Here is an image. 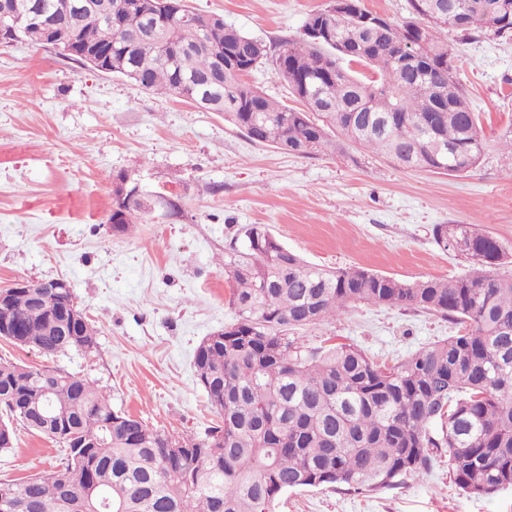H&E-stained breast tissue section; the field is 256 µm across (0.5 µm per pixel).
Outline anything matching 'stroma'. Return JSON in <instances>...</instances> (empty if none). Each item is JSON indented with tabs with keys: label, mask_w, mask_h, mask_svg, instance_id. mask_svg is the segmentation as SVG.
I'll return each instance as SVG.
<instances>
[{
	"label": "stroma",
	"mask_w": 512,
	"mask_h": 512,
	"mask_svg": "<svg viewBox=\"0 0 512 512\" xmlns=\"http://www.w3.org/2000/svg\"><path fill=\"white\" fill-rule=\"evenodd\" d=\"M329 0H188L267 46L297 42ZM487 139L475 168L446 176L406 169L367 147L302 157L256 143L217 112L141 89L29 42L0 47V285L62 278L94 325L93 353L48 357L0 339V360L95 381L113 409L184 437L219 417L194 367L198 345L235 318L224 253L266 226L319 266L362 267L406 282L472 273L435 242L439 224H471L512 253V39L439 31ZM168 190L128 231L108 224L117 175ZM461 324L407 307L353 303L294 329L311 347L356 345L390 366L457 335ZM59 443L17 428L0 479L51 473ZM274 512H512V488L476 497L450 479L447 456L398 485L298 489Z\"/></svg>",
	"instance_id": "obj_1"
}]
</instances>
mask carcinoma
<instances>
[{
    "mask_svg": "<svg viewBox=\"0 0 512 512\" xmlns=\"http://www.w3.org/2000/svg\"><path fill=\"white\" fill-rule=\"evenodd\" d=\"M181 7L159 12L149 0H109L112 20L84 8L60 19L101 51L112 73L207 111L255 142L303 157L343 142L373 149L404 167L459 175L487 148L457 82L448 48L434 30L443 0H408L412 20L395 26L361 0L331 3L305 25L319 30L271 58L263 42L218 14ZM461 32L512 36V0H454ZM46 46L40 28L0 26V45ZM272 61L302 104L279 103L246 81ZM112 232L150 214L112 198ZM245 247L224 253L236 312L230 329L195 353L197 379L221 424L201 438L175 436L112 408L86 379L0 363V452L14 447L13 423L52 440L85 441L66 451L62 469L0 480L7 512H274L288 490H375L425 473L448 449L452 482L474 496L512 488V278L484 268L507 258L503 245L471 224H438L434 238L479 266L472 274L405 282L360 267L330 269L303 260L252 225ZM70 295L36 302L12 291L7 315L46 356L96 348L88 319L63 335L58 310ZM355 302L413 307L464 326L391 367L356 347L309 348L288 330L321 323Z\"/></svg>",
    "mask_w": 512,
    "mask_h": 512,
    "instance_id": "cac0c4a2",
    "label": "carcinoma"
}]
</instances>
